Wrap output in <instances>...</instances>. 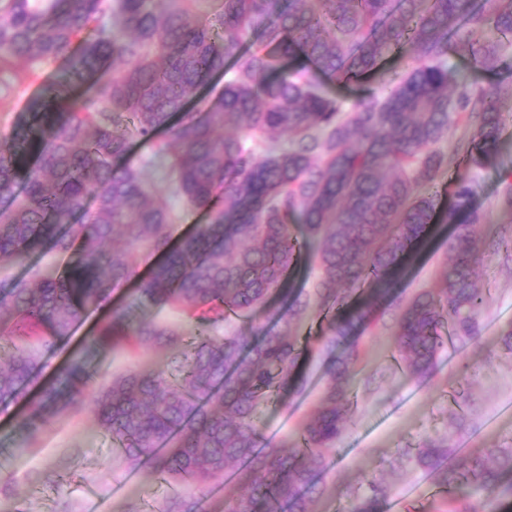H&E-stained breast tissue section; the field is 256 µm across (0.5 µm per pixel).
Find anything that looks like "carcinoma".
I'll return each instance as SVG.
<instances>
[{"mask_svg": "<svg viewBox=\"0 0 512 512\" xmlns=\"http://www.w3.org/2000/svg\"><path fill=\"white\" fill-rule=\"evenodd\" d=\"M0 0V66L65 63L48 87L58 113L35 103L25 127L0 142V267L23 264L45 246L63 266L31 265L29 277L0 291V402L18 397L40 365V349L70 335L113 284L137 274L142 257L162 259L137 288L141 305L186 314L176 328L133 322L115 309L89 341L97 350L153 345L180 352L173 380L159 369L117 376L87 400L85 365L75 360L19 426L33 435L46 410L83 405L131 467L196 486L239 489L224 512H313L315 471L340 439L351 412L359 331L393 292L412 250L438 221L455 225L452 262L440 286L397 308L395 345L409 374L426 378L448 344L478 334L485 289L473 231L480 222L471 186L457 184L440 212L437 145L452 120L475 127L467 156L476 165L496 151L512 114V85H461L449 112L448 46L486 70L503 64L512 37V0ZM399 54L415 66L386 78ZM111 61L122 67L99 77ZM382 85L350 110L309 77ZM224 85L202 112L174 114L212 75ZM167 130L165 140L156 133ZM168 160L170 179L150 184L121 165L131 142ZM39 156L29 167V155ZM179 196L207 223L170 245L175 216L159 197ZM320 275L313 292L290 286L304 254ZM274 294L276 330L217 336L224 321L251 324ZM328 320L320 352L329 361L315 412L291 443L264 438L258 414L274 395L299 394L307 346L294 327L308 312ZM434 443L416 451L447 497L445 512H481L480 503L512 474V446L450 461ZM387 487L373 480L353 492L351 512H382ZM163 512H199L178 496Z\"/></svg>", "mask_w": 512, "mask_h": 512, "instance_id": "cac0c4a2", "label": "carcinoma"}]
</instances>
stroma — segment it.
<instances>
[{"label":"stroma","mask_w":512,"mask_h":512,"mask_svg":"<svg viewBox=\"0 0 512 512\" xmlns=\"http://www.w3.org/2000/svg\"><path fill=\"white\" fill-rule=\"evenodd\" d=\"M502 58L503 65L494 71L453 52L447 64L458 79L488 87L512 82V43L503 44ZM60 70L57 63L35 73L21 62L0 68V139L19 131ZM473 135V128L464 124L450 126L440 145L448 164L437 183L445 192L460 180L470 184L484 215L475 227L484 251L477 273L488 290V300L476 315L479 335L468 344L448 346L434 376L419 380L406 372L394 351L393 315L375 317L352 367L354 409L335 450L323 457L322 490L312 504L314 512H346L350 490L366 487L379 476L389 486L384 512H436L441 499L434 477L416 463L417 448L439 438L459 456L512 446V352L500 341L512 327V257L495 243L497 233L512 234V212L499 202L503 180L512 175V117L492 161L481 167L455 149L458 141ZM448 235V230H438L426 246L415 249V259L398 285L404 296L437 286L448 266ZM133 289L130 282L113 286L108 300L90 308L70 336L42 351L40 369L25 394L0 404V512H157L168 499L189 494V487L168 484L147 468L133 471L122 464L111 437L88 410L68 407L45 414L33 438L16 426L31 396L76 359L96 376L84 390L89 397L100 382L133 371L147 359L167 378L178 376L183 358L176 353L150 346L116 353L89 348L90 336L108 321L113 308L132 302ZM297 330L312 348L302 366L306 389L288 404L274 400L263 410L260 429L275 442L295 439L324 389V358L317 346L325 323L313 315Z\"/></svg>","instance_id":"1"}]
</instances>
